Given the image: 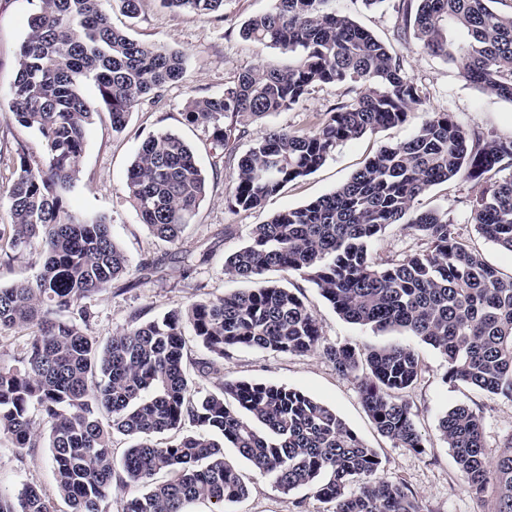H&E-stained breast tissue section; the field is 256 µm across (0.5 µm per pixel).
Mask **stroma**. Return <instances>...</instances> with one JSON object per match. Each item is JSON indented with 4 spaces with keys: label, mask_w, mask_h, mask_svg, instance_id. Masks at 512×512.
<instances>
[{
    "label": "stroma",
    "mask_w": 512,
    "mask_h": 512,
    "mask_svg": "<svg viewBox=\"0 0 512 512\" xmlns=\"http://www.w3.org/2000/svg\"><path fill=\"white\" fill-rule=\"evenodd\" d=\"M38 5L39 0H0V186L12 180L18 152L36 156L42 152L39 135L19 125L9 107L17 52ZM275 5V0H224V16L220 19L164 10L157 0H142L141 13L133 21L120 11H113L114 27L127 30L132 38L180 50L186 63L182 80L170 85L159 101L135 107L123 131H113L106 113L96 115L86 134L79 185L66 196L67 208L72 213L87 218L110 217L112 236L132 263L147 256L164 261L161 271L150 279L140 280L138 272L133 271L88 299L94 313L93 327L100 338H108L132 322H148L168 311L185 308L194 300L243 289V282L225 277L224 260L246 245L254 225L265 222L274 212L304 205L333 192L382 146L409 140L430 113H450L464 128L478 130L488 138L512 139V102L480 91L462 76L457 65L431 56L416 43L396 42L395 35L402 24L397 0H382L371 8L363 0H334L337 11L402 55L406 72L423 92V103L405 123L344 142L321 167L289 183L271 196L263 208L232 210L228 205L232 167L215 169V150L207 131L188 124L182 112L188 97L221 93L248 68L267 63L285 67L294 63V56L257 46L240 35L245 21L271 11ZM346 97L345 88L339 86L314 88L291 110L252 123L248 137L237 144L238 153H245L252 137L271 126L291 130L315 128L325 119L328 109ZM161 130L178 133L192 147L210 177L206 196L191 226L175 246L151 236L125 194L128 170L141 143ZM478 190L474 182L457 177L432 187L418 198L415 207L447 212L468 245L480 251L501 274L512 275V253L484 238L474 224ZM424 247L421 237L392 224L371 243L370 253L377 259H395ZM181 250L204 252L208 258L186 266L177 256ZM262 279L290 288L307 301L320 321L324 343L350 344L361 349L399 344L411 346L418 353L424 374L402 397L422 436L423 448L417 451L400 447L383 437L361 403L357 380L338 376L320 353L287 355L239 349L225 356L224 378L282 384L335 409L360 438L376 449L381 459L380 478L406 487L422 512H495L497 490L491 486L480 495L467 490L452 452L438 432V422L448 409L468 406L482 420L484 452L493 460L512 441V399L450 381L443 357L416 337L397 331L377 332L344 321L317 288L298 274L272 269ZM225 455L243 474L249 495L225 505L224 512H332L331 504L320 500L311 489L301 487L282 492L272 479L256 473L233 449H226ZM27 485L53 500L58 512H70L58 494L48 446L19 453L7 437L0 436V490L15 495Z\"/></svg>",
    "instance_id": "stroma-1"
}]
</instances>
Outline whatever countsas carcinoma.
<instances>
[{
	"instance_id": "1",
	"label": "carcinoma",
	"mask_w": 512,
	"mask_h": 512,
	"mask_svg": "<svg viewBox=\"0 0 512 512\" xmlns=\"http://www.w3.org/2000/svg\"><path fill=\"white\" fill-rule=\"evenodd\" d=\"M17 55L10 92L15 120L38 132L42 153H18L5 190L10 223L0 224V266L36 249L32 280L0 284V336L31 335L12 364L0 365V436L21 453L37 448V422L50 428V465L72 512H107L113 484L141 491L121 512H186L248 495L229 465L230 447L285 492L307 486L334 512H420L403 487L378 477L381 460L328 405L269 382L218 379L196 399L189 368L211 378L220 360L242 348L278 354L321 351L341 377L359 380L362 404L381 435L419 450L421 435L401 393L422 374L418 354L388 345L360 351L325 345L319 320L292 290L273 283L195 300L162 318L130 324L104 343L93 331L86 300L128 274L131 262L112 238L105 216L81 219L63 192L79 182L86 133L98 109L112 130L130 111L160 99L182 79L184 54L138 41L112 26L110 9L139 16L140 0H39ZM330 0H276L273 11L249 18L242 36L258 46L297 55L281 68L261 64L224 91L190 97L187 123L210 133L221 158L248 125L293 108L317 85L354 94L329 109L313 131L269 130L237 161L229 202L262 208L288 183L320 167L344 142L407 121L421 90L390 46ZM494 0H399L397 40L460 65L480 90L512 101V12ZM209 18H224V0H161ZM94 80L95 103L78 91ZM512 166V140L487 139L433 113L408 141L381 147L334 192L280 211L253 227L249 242L224 261V275L253 280L270 269L297 273L345 321L378 332L403 331L437 350L446 377L493 395L512 396V276L505 278L461 242L448 214L414 209L432 186L463 175L477 184ZM207 190L194 153L178 135L145 139L126 180L128 201L154 238L178 243ZM477 231L512 252V174L483 186L474 212ZM420 235L427 248L375 262L369 246L389 225ZM203 350L188 354L186 332ZM467 487L501 489L497 512H512V445L491 462L480 417L455 406L439 420ZM133 440L121 459L112 438ZM160 472L170 474L154 481ZM0 512H57L31 486L12 498L0 490Z\"/></svg>"
}]
</instances>
